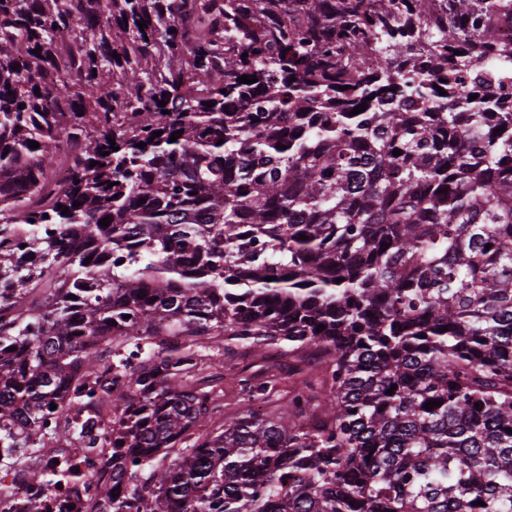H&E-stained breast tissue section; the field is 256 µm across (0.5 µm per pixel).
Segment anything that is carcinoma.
Returning <instances> with one entry per match:
<instances>
[{
	"label": "carcinoma",
	"instance_id": "1",
	"mask_svg": "<svg viewBox=\"0 0 512 512\" xmlns=\"http://www.w3.org/2000/svg\"><path fill=\"white\" fill-rule=\"evenodd\" d=\"M509 19L512 0H0V421L69 437L43 408L104 367L90 326L135 345L109 365L131 448L112 512H512V96L490 124L486 94ZM200 336L312 349L325 394L213 429Z\"/></svg>",
	"mask_w": 512,
	"mask_h": 512
}]
</instances>
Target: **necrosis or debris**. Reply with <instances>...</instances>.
<instances>
[{"instance_id": "4bbe7bcc", "label": "necrosis or debris", "mask_w": 512, "mask_h": 512, "mask_svg": "<svg viewBox=\"0 0 512 512\" xmlns=\"http://www.w3.org/2000/svg\"><path fill=\"white\" fill-rule=\"evenodd\" d=\"M67 423L74 431L66 442L0 450V512H26L33 500L43 512H99L111 498L112 462L127 456L116 416L79 404Z\"/></svg>"}]
</instances>
